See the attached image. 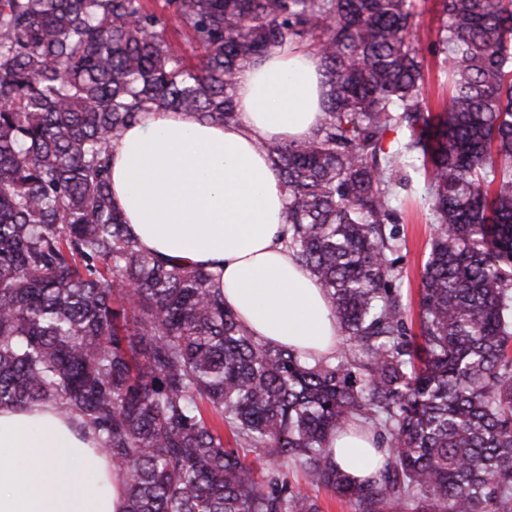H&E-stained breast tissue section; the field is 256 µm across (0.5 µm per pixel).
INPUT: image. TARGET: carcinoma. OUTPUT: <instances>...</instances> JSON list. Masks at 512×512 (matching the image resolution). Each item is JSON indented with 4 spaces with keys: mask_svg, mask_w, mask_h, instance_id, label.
<instances>
[{
    "mask_svg": "<svg viewBox=\"0 0 512 512\" xmlns=\"http://www.w3.org/2000/svg\"><path fill=\"white\" fill-rule=\"evenodd\" d=\"M165 5L197 62L144 0H0V408L81 418L126 512H320L319 487L355 512H512V0H439L436 115L416 0ZM303 39L324 120L257 148L348 345L314 363L253 336L211 272L142 250L110 186L142 113L235 123L239 71ZM405 167L435 224L417 335L388 259ZM358 419L391 452L366 484L327 447Z\"/></svg>",
    "mask_w": 512,
    "mask_h": 512,
    "instance_id": "carcinoma-1",
    "label": "carcinoma"
}]
</instances>
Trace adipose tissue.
<instances>
[{"mask_svg":"<svg viewBox=\"0 0 512 512\" xmlns=\"http://www.w3.org/2000/svg\"><path fill=\"white\" fill-rule=\"evenodd\" d=\"M237 123L143 113L112 147V195L140 246L210 270L239 320L262 340L321 360L340 326L323 288L283 235L285 193L260 139L301 143L324 114L323 76L310 53L285 47L237 77ZM77 417L52 406L0 409V512H125L122 476ZM330 446L357 481L376 478L389 452L356 426ZM65 458L67 469L57 460Z\"/></svg>","mask_w":512,"mask_h":512,"instance_id":"1","label":"adipose tissue"}]
</instances>
